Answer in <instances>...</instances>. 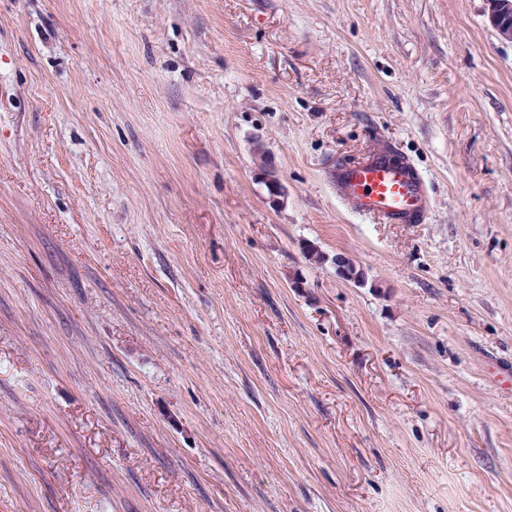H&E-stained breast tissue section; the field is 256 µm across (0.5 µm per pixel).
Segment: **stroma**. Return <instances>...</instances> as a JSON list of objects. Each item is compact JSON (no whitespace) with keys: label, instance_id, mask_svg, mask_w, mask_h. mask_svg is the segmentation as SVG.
Here are the masks:
<instances>
[{"label":"stroma","instance_id":"35a3bbf8","mask_svg":"<svg viewBox=\"0 0 512 512\" xmlns=\"http://www.w3.org/2000/svg\"><path fill=\"white\" fill-rule=\"evenodd\" d=\"M385 144L425 223L337 198ZM0 512H512L486 0H0ZM254 151L258 157L256 175L258 180L265 186L269 201L273 205L282 204L288 195L286 186L282 182L277 169L269 160L265 148L258 143Z\"/></svg>","mask_w":512,"mask_h":512}]
</instances>
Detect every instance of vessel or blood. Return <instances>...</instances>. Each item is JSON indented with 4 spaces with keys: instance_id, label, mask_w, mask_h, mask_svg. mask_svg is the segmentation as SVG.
Wrapping results in <instances>:
<instances>
[{
    "instance_id": "obj_1",
    "label": "vessel or blood",
    "mask_w": 512,
    "mask_h": 512,
    "mask_svg": "<svg viewBox=\"0 0 512 512\" xmlns=\"http://www.w3.org/2000/svg\"><path fill=\"white\" fill-rule=\"evenodd\" d=\"M338 198L359 214L389 224H413L427 217L430 197L415 166L394 148H380L330 173Z\"/></svg>"
}]
</instances>
